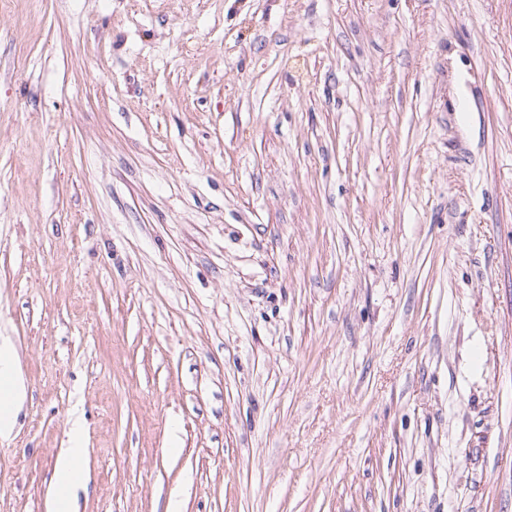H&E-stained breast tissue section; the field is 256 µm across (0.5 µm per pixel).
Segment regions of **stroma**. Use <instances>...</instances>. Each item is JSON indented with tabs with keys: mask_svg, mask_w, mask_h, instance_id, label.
Segmentation results:
<instances>
[{
	"mask_svg": "<svg viewBox=\"0 0 512 512\" xmlns=\"http://www.w3.org/2000/svg\"><path fill=\"white\" fill-rule=\"evenodd\" d=\"M0 512H512V0H0ZM15 356L13 344L0 339V384L4 391V401L0 404V438L12 434L16 410L26 396L24 382L14 368ZM69 448H63L55 465L56 489L49 512H75L73 490L84 487L85 480L78 461L85 452L82 447V431L75 426L70 434Z\"/></svg>",
	"mask_w": 512,
	"mask_h": 512,
	"instance_id": "35a3bbf8",
	"label": "stroma"
}]
</instances>
